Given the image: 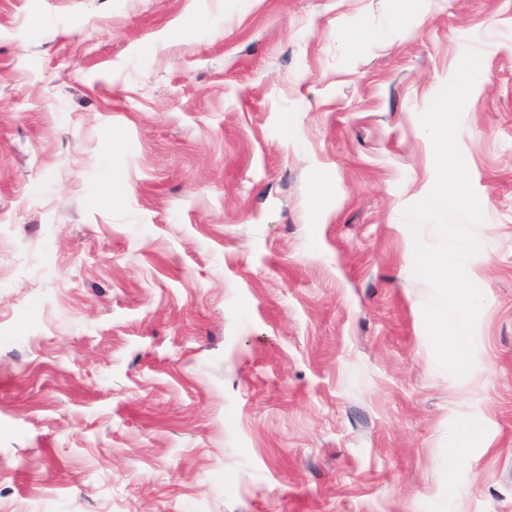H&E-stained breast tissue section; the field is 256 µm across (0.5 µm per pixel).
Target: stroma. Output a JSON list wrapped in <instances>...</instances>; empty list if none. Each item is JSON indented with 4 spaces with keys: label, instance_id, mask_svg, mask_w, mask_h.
<instances>
[{
    "label": "stroma",
    "instance_id": "obj_1",
    "mask_svg": "<svg viewBox=\"0 0 512 512\" xmlns=\"http://www.w3.org/2000/svg\"><path fill=\"white\" fill-rule=\"evenodd\" d=\"M470 47L458 379L403 211ZM0 512H512V0H0Z\"/></svg>",
    "mask_w": 512,
    "mask_h": 512
}]
</instances>
